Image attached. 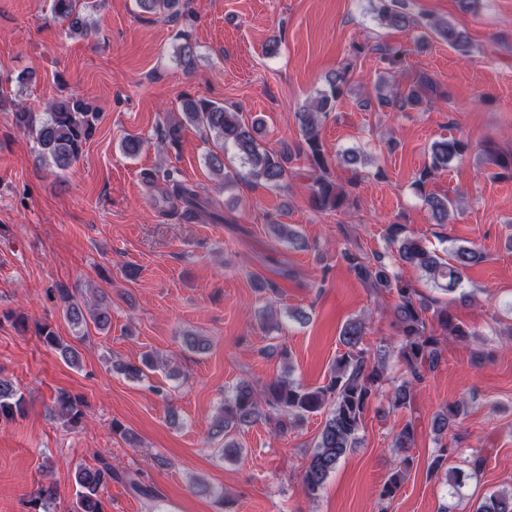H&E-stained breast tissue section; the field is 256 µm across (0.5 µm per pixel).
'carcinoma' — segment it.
<instances>
[{
    "label": "carcinoma",
    "instance_id": "obj_1",
    "mask_svg": "<svg viewBox=\"0 0 512 512\" xmlns=\"http://www.w3.org/2000/svg\"><path fill=\"white\" fill-rule=\"evenodd\" d=\"M54 18L67 27L71 37L84 38L92 33L84 11L88 0H51ZM138 6L146 13H163L176 21L184 16L186 0H137ZM377 17L381 24L412 31L422 29L415 40L416 49H422L429 38L435 36L448 43L462 56L471 54L468 36L449 22L442 19L422 21L410 12L408 0H378ZM181 43L176 46L180 64L188 73L195 67L197 49L186 33L180 34ZM350 65H345L326 79V88L317 92L312 103L296 114L302 140L296 144H285L278 150H269L259 143V123L246 122L241 115L222 104L207 99H182L179 120H169L159 129L160 138L172 144L177 143L185 124L203 129L206 135L220 144L221 152L207 155V164L217 178L224 183L233 181L225 171L224 153L233 149L235 155L249 167L248 176L272 188L287 184L294 174L290 163L304 157L312 176L311 203L320 211H341L354 205L351 194L336 185L327 175V160L320 140V125L323 118L336 108L337 101L348 87ZM437 93V82L430 76L420 74L413 85L401 90L385 81L377 86V107L388 112L414 110ZM99 112L88 101L73 95H62L51 101L41 118L24 108L12 112L15 126L28 132L38 147L37 159L43 165L60 171L69 169L79 160L83 147L94 133ZM469 149V143L451 137L434 142L430 147V163L415 176V185L422 194L425 205L439 224L448 223L455 203L446 195L425 191L427 184L436 173L448 170L454 160L462 157ZM167 198L176 199L190 209L200 210L202 206L195 189L178 181L166 189ZM275 238L292 245L302 244L300 234L291 224L273 222L269 224ZM387 242L396 254V260L421 270L441 290L455 293L460 288L465 270L484 258L483 253L473 247L454 246L450 258L445 259L438 250L422 240L406 233L402 224H391L387 228ZM343 260L355 276L376 293L396 294L394 317L401 342L397 348L398 357L406 369L407 376L393 388L392 403L405 407L413 390L420 384L428 370L439 363L442 353L438 337L427 331V313L430 303L418 291L394 271L385 256L378 254L369 259L359 253L345 251ZM56 293L61 301L63 318L82 335H89L93 328L101 333L112 322V302L106 294L88 303L79 300L70 288H58ZM440 328L446 334L465 341L476 332L454 320L448 310H436ZM40 341L58 351L63 360L73 366L80 362L76 347L65 343L54 327L45 324L38 329ZM365 321L353 319L346 322L339 335L344 351L333 360L327 381L318 387H304L287 376H281L256 391L252 383L241 379L224 393L218 416L210 427V435L221 439L224 456L238 453V445L231 433L236 428L250 426L261 418L277 421L281 432L288 427L302 423L306 417L326 411L323 427L317 437L314 450L308 455L302 470L304 490L315 495L324 487L329 475L336 469L340 458L348 449L356 446L357 433L366 411L386 381L383 367L389 349L380 346L372 351L364 344ZM187 350L204 353L209 341L196 333L183 336ZM154 356L146 354L140 364H120L117 369L135 380L146 377V371L154 368ZM48 412L64 423L77 424L85 416L83 401L68 393L60 392L54 398ZM24 413V400L9 380L0 378V419L10 420ZM465 403L456 402L436 413L433 431L438 438L448 433L461 415ZM415 427L406 423L393 438V447L407 452L414 445ZM427 476L440 480L458 477L457 470L448 467V448L442 447L427 466ZM125 478L131 490L138 496L156 500L155 491L128 474L120 473L103 456L95 457V463H80L74 474L73 512H106L102 494L108 484ZM403 480V472L392 473L379 490L381 500L394 497ZM57 488L51 481L38 486L31 504L33 512H54ZM478 512H512V491L493 493L480 505Z\"/></svg>",
    "mask_w": 512,
    "mask_h": 512
}]
</instances>
